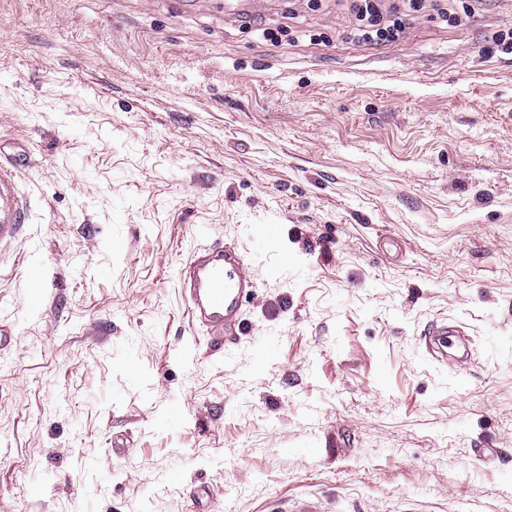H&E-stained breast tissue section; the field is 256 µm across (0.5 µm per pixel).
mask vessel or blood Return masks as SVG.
<instances>
[{
	"label": "vessel or blood",
	"mask_w": 512,
	"mask_h": 512,
	"mask_svg": "<svg viewBox=\"0 0 512 512\" xmlns=\"http://www.w3.org/2000/svg\"><path fill=\"white\" fill-rule=\"evenodd\" d=\"M27 277L34 295L31 305H39L50 286L48 270L40 263L28 264ZM178 277L188 312L196 327L205 335L211 347L232 349L241 336L240 310L256 284L244 257L212 243L195 248L182 263ZM427 349L435 360L448 356L455 337L447 326L435 325L429 331Z\"/></svg>",
	"instance_id": "obj_1"
}]
</instances>
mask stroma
I'll list each match as a JSON object with an SVG mask.
<instances>
[{"label":"stroma","mask_w":512,"mask_h":512,"mask_svg":"<svg viewBox=\"0 0 512 512\" xmlns=\"http://www.w3.org/2000/svg\"><path fill=\"white\" fill-rule=\"evenodd\" d=\"M470 8L364 46L344 0H0L5 512H512V0ZM207 240L258 282L229 358L179 292ZM26 273L31 287L35 288V295L31 298L30 303L33 306H38L41 299L45 298L50 286L47 267L36 262L30 263L27 265ZM429 336H432L430 344H427L429 354L433 359L441 362L443 359L448 360V349L455 345V338L448 326L435 324L428 331Z\"/></svg>","instance_id":"obj_1"}]
</instances>
